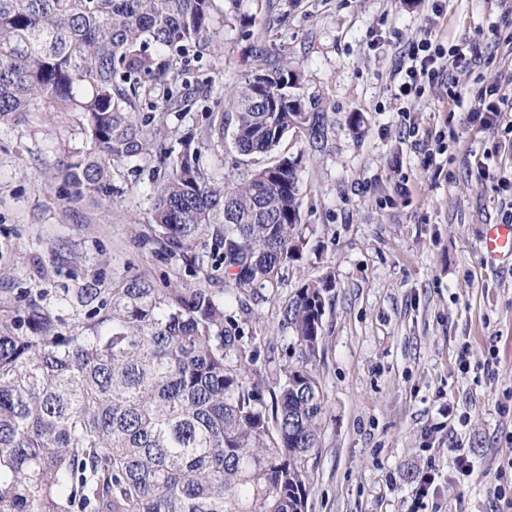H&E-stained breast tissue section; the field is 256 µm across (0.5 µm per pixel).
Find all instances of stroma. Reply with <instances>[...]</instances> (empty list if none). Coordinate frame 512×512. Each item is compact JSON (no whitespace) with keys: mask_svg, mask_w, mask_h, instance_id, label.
<instances>
[{"mask_svg":"<svg viewBox=\"0 0 512 512\" xmlns=\"http://www.w3.org/2000/svg\"><path fill=\"white\" fill-rule=\"evenodd\" d=\"M286 22L240 0L216 15L213 48L178 80L166 146L192 138L209 173L233 158L231 139H201L216 99L254 69L258 51L288 58L301 91L335 123L324 151L297 137L304 244L287 280L248 324L261 356L293 362L279 311L299 287L328 275L315 369L325 400L309 461L308 512H512V261L481 251L512 200V131L467 121L478 87L512 90V52L492 41L499 0H447L435 35L459 45L487 38L486 62L459 74L463 102L442 87L407 103L395 71L423 31L431 0H279ZM253 38H246V31ZM361 118L350 124V116ZM418 135H409L410 127ZM454 132L427 161L425 133ZM90 147L76 116L33 111L0 124V306L21 289L52 300L95 278L139 275L155 287L188 282L154 242L152 165L123 168L113 203H74L60 160ZM432 483L418 497L424 474Z\"/></svg>","mask_w":512,"mask_h":512,"instance_id":"obj_1","label":"stroma"}]
</instances>
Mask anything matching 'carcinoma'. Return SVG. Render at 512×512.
Masks as SVG:
<instances>
[{
	"mask_svg": "<svg viewBox=\"0 0 512 512\" xmlns=\"http://www.w3.org/2000/svg\"><path fill=\"white\" fill-rule=\"evenodd\" d=\"M216 2L0 0V124L41 105L76 114L91 147L59 162L76 196L110 201L119 167L155 161L157 243L190 276L224 278L222 295L93 279L0 315V512H307L325 410L313 362L332 278L301 285L281 308L291 368L269 358L254 369L259 347L242 320L303 245L304 152L265 158L290 135L323 151L334 120L299 93L288 60L256 56L202 131L207 141L232 132L237 155L255 160L219 185L191 142L173 154L136 112L140 94L173 81L189 53L201 57Z\"/></svg>",
	"mask_w": 512,
	"mask_h": 512,
	"instance_id": "cac0c4a2",
	"label": "carcinoma"
}]
</instances>
